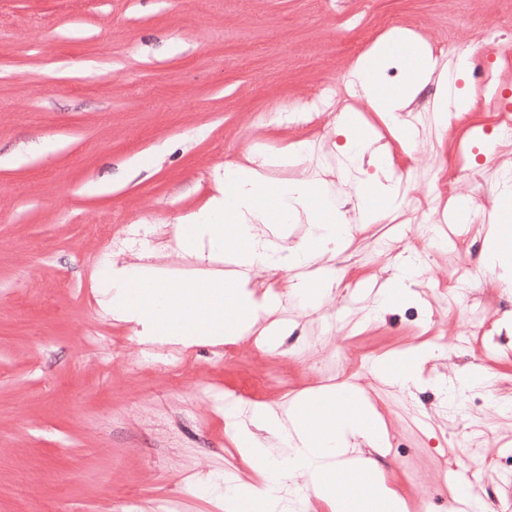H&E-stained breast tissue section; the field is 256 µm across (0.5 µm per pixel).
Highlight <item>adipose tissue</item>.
I'll list each match as a JSON object with an SVG mask.
<instances>
[{"label":"adipose tissue","instance_id":"ef3b65f1","mask_svg":"<svg viewBox=\"0 0 512 512\" xmlns=\"http://www.w3.org/2000/svg\"><path fill=\"white\" fill-rule=\"evenodd\" d=\"M410 44L418 62L406 69L401 86L384 92L378 73L393 44ZM458 71L439 68L426 46L409 40L406 33L391 35L375 46L348 71L368 107L398 120L419 90L436 82L434 122L447 126L448 115L463 112L469 101L455 87ZM346 138L343 156L347 168L364 165L386 168L382 154L361 126L342 128ZM263 162L225 169L215 193L201 207L186 214L176 230V240L198 260L227 259V273L203 279L173 281L157 269L118 260L105 261L96 277L114 320L133 325L143 339L192 346L202 342H231L251 329L268 308L249 289L257 267H286L296 274L291 293L302 303L323 295L321 285L307 273L318 258L335 254L336 244L349 233L341 198L327 195L324 183L311 178L292 182L270 181ZM308 216L319 233L313 245L286 247L288 225ZM355 388L324 385L299 394L281 409L254 406L242 413L238 404L225 408V418L235 426L240 451L267 468L270 478L256 485L224 487L225 512H240L244 503H257L260 512H301L307 500L301 477L317 485V496L333 512H346L336 496V477L351 479L355 496L366 497L377 512H407L405 502L388 487L373 462L364 457L361 443L377 445L381 429L370 413L343 412L356 396Z\"/></svg>","mask_w":512,"mask_h":512}]
</instances>
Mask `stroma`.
Here are the masks:
<instances>
[{
	"label": "stroma",
	"mask_w": 512,
	"mask_h": 512,
	"mask_svg": "<svg viewBox=\"0 0 512 512\" xmlns=\"http://www.w3.org/2000/svg\"><path fill=\"white\" fill-rule=\"evenodd\" d=\"M505 14L512 0H0V512H224L205 479H266L238 452L225 401L247 410L344 382L383 430L364 453L408 512H462L442 488L452 464L493 465L468 491L482 512H512V415L498 411L512 403V280L483 263L485 204L502 189L488 156L503 148L486 115L512 113V36L489 52L478 40ZM395 24L429 44L455 38L462 53L443 62L468 60L467 112L450 134L409 140L380 113L348 111L403 199L446 211L456 201L438 177L466 185L455 250L379 201L337 245L317 308L289 296L290 271L257 270L270 310L236 341L150 343L112 319L93 282L107 257L174 281L223 267L179 250L174 230L225 165L306 140L339 187V111L290 112ZM481 67L497 97L477 93ZM406 255L422 273L403 289L392 274ZM465 265L475 274L459 288ZM384 288L392 300L374 312ZM418 349L419 382L400 389L390 374ZM355 353L367 375H344ZM471 369L491 386L445 406L439 386Z\"/></svg>",
	"instance_id": "1"
}]
</instances>
